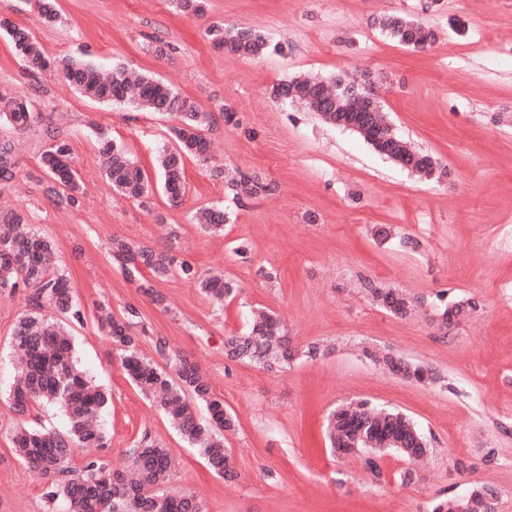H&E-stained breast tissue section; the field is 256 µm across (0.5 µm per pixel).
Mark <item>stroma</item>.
I'll return each mask as SVG.
<instances>
[{"mask_svg": "<svg viewBox=\"0 0 512 512\" xmlns=\"http://www.w3.org/2000/svg\"><path fill=\"white\" fill-rule=\"evenodd\" d=\"M34 3L0 0V19L30 29L53 59L85 55L105 69L122 63L160 76L213 113L217 162L277 185L238 206L223 180L192 159L180 203L158 188L144 206L123 198L104 178L95 127L152 176L157 151L171 142V119L93 103L58 74L29 76L0 35V88L30 97L59 124L84 190L80 208L56 206L37 181L44 139L2 126L0 140L17 138L20 149L0 210L25 214L55 244V262L84 312L71 328L78 363L109 396L102 454L112 469H124L127 448L146 435L176 459L170 487L196 492L206 512H430L435 501L481 486L497 492V512H512V0H207L200 16L178 14L169 0H57L65 22L52 27ZM384 13L418 20L436 41L421 52L400 46L373 23ZM214 22L259 29L275 48L225 55L206 39ZM340 71L373 74L398 134L445 166L447 180L421 179L355 133L271 96L293 75ZM225 101L241 127L225 124ZM214 205L233 214L220 235L194 221ZM377 227L386 237H374ZM170 231L179 258L238 282L228 306L177 272L153 280L163 298L155 303L109 257L113 236L161 248ZM241 242L249 247L244 259L235 253ZM370 281L405 292L415 314L377 307L364 288ZM466 299L478 311L441 327L437 309ZM102 301L119 316L137 311L139 347L155 364H166L161 338L168 353L204 369L237 419L224 441L235 479L211 474L131 382L96 330ZM29 308L27 291L0 289V512H65L13 450L20 418L5 398L14 379L10 341ZM260 309L281 317L297 350L314 346L317 356L272 371L228 360L225 336ZM374 351L430 367L439 380L396 376L371 359ZM358 399L414 421L430 446L422 466L387 454L376 478L361 454H331L326 417ZM409 468L413 481L401 482Z\"/></svg>", "mask_w": 512, "mask_h": 512, "instance_id": "stroma-1", "label": "stroma"}]
</instances>
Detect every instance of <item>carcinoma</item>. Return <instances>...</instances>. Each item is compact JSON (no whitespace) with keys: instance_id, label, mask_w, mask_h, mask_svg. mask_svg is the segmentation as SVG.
Returning a JSON list of instances; mask_svg holds the SVG:
<instances>
[{"instance_id":"1","label":"carcinoma","mask_w":512,"mask_h":512,"mask_svg":"<svg viewBox=\"0 0 512 512\" xmlns=\"http://www.w3.org/2000/svg\"><path fill=\"white\" fill-rule=\"evenodd\" d=\"M170 3L177 13L184 15L199 16L206 10V0ZM35 9L44 23H62L55 0H35ZM374 24L391 40L414 49L436 40L434 30L403 15L383 14L374 18ZM0 30L26 70L44 71L50 66L32 31L8 20L0 21ZM206 35L214 49L239 57L259 56L271 48L278 49L252 27L226 30L224 25L213 23ZM63 74L80 95L96 103L124 102L145 112L178 117L179 125L171 129L172 145L159 151L156 170L169 201L179 202L186 159H210L206 133L212 122L211 114L153 75L143 73L132 79L125 69L117 68L106 76L90 61L66 64ZM372 88L374 82L369 78L356 81L336 75L328 80H314L293 76L274 86L273 94L285 101L302 103L326 123L343 129L355 119L360 126L351 131L395 165L424 178L447 176L448 171L432 155L396 133L382 101L364 99ZM0 102V126L20 132L43 126L48 141L40 156V168L46 177L44 193L59 206L78 208L84 191L72 166L68 139L57 128L44 123V116L33 110L29 99L0 90ZM99 152L105 179L114 192L141 201L149 197L151 183L145 168L102 131ZM16 165L13 144L0 141V194L12 188ZM212 173L224 179L227 195L239 202L275 191L271 181L256 174L230 178L220 166L212 167ZM197 220L205 231L219 233L231 222V217L220 207H208L199 212ZM54 254L51 239L27 227L21 214L14 210L0 212V288L30 290L32 307L21 317L12 337L19 366L8 394L9 402L20 416L28 415L42 403L57 404L69 419V428L62 432L17 428L12 437L16 456L47 478L48 499H62L65 512H206L197 494L166 488L172 469L171 452L148 437L126 450L128 466L123 472L110 469L94 452L107 445L100 417L108 396L77 367L72 338L65 325L42 314L48 306L68 321L84 320L83 311L73 300L70 281L58 270ZM110 256L126 279L138 283L159 305L163 298L143 277L145 269L153 278L162 280L176 265L184 278L195 281L206 296L219 304L233 299L237 291L232 280L217 274L205 275L191 263L177 261L169 248L156 250L114 237ZM366 290L379 307L394 316H406L413 306L396 289L370 282ZM477 309L478 305L471 300L444 304L438 311L441 326L448 327V318L452 316L465 319ZM135 317L133 309L118 317L109 306L97 307L98 328L119 347L121 364L129 378L167 416L182 440L199 451L213 474L234 479L237 472L231 465L228 449L224 448V433L236 428L235 417L224 408L206 375L188 356L171 357V374L142 357L133 333ZM224 354L230 360L253 363L267 370L286 366L296 357L280 318L269 311L254 316L249 332L225 337ZM378 362L405 379L428 383L437 380L431 369L389 354ZM197 405L206 408V416L197 414ZM327 434L333 451L366 455V466L374 475L380 473L377 459L386 453L417 461L428 452L427 439L406 414L372 407L364 400L333 411L327 420ZM79 448L88 453L82 466L76 469L72 461ZM496 500L494 490L479 487L463 497L435 502L432 512H495Z\"/></svg>"}]
</instances>
